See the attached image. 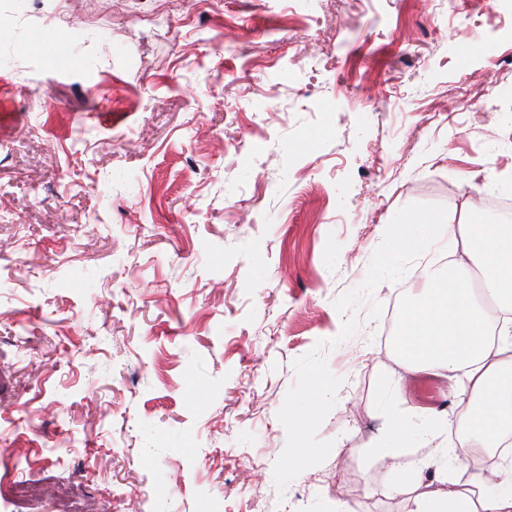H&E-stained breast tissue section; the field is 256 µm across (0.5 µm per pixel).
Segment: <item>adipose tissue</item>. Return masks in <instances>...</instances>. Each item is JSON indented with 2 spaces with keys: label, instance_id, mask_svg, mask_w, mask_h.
Instances as JSON below:
<instances>
[{
  "label": "adipose tissue",
  "instance_id": "obj_1",
  "mask_svg": "<svg viewBox=\"0 0 512 512\" xmlns=\"http://www.w3.org/2000/svg\"><path fill=\"white\" fill-rule=\"evenodd\" d=\"M426 227L449 236L457 252L478 264L488 298L512 309V225L471 224L466 216L429 214ZM428 287L404 311L395 350L409 371L452 374L461 383L450 420H438L413 434L405 416H392L377 450L403 448L411 440H440L449 423L465 427V439L450 446L457 458L470 446L512 447V316L489 334L485 314L469 275L448 277L443 266L428 263L421 272ZM404 512H512V456L493 467H475L464 483L429 490L422 475L405 489Z\"/></svg>",
  "mask_w": 512,
  "mask_h": 512
}]
</instances>
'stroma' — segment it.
Wrapping results in <instances>:
<instances>
[{"label":"stroma","mask_w":512,"mask_h":512,"mask_svg":"<svg viewBox=\"0 0 512 512\" xmlns=\"http://www.w3.org/2000/svg\"><path fill=\"white\" fill-rule=\"evenodd\" d=\"M482 17L474 25V17ZM512 0H0V512H402L371 448L410 267L326 354L333 448L277 489L294 362L412 203L512 196ZM52 43V58L43 47ZM491 88L500 108L469 112Z\"/></svg>","instance_id":"stroma-1"}]
</instances>
